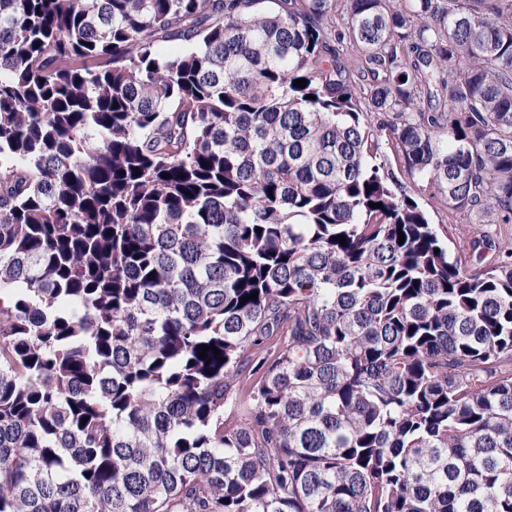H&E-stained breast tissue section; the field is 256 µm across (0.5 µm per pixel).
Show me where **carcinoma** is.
<instances>
[{"instance_id":"carcinoma-1","label":"carcinoma","mask_w":512,"mask_h":512,"mask_svg":"<svg viewBox=\"0 0 512 512\" xmlns=\"http://www.w3.org/2000/svg\"><path fill=\"white\" fill-rule=\"evenodd\" d=\"M274 2L0 0V512H512V0ZM378 152L381 155V159L387 163V166L394 170L407 194L415 198L420 206L427 211L431 222L436 224L440 234L442 236H445L446 232L449 234L452 249H454V245L459 246V244L470 239L476 224H468L465 217L451 214L436 196L433 197L431 195V191L420 190V184L418 185L416 181L411 180L405 174L401 159L390 145L387 144V141L382 140L380 142Z\"/></svg>"}]
</instances>
